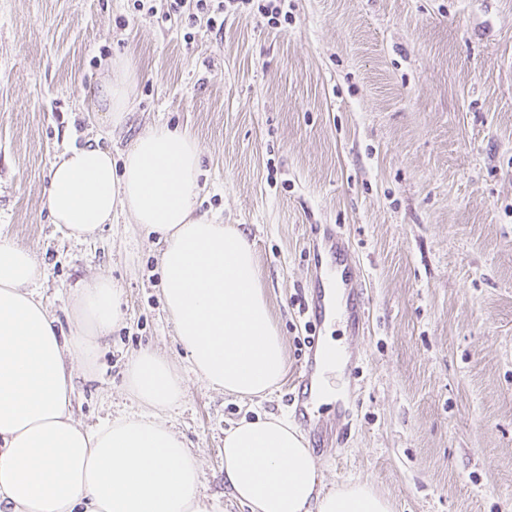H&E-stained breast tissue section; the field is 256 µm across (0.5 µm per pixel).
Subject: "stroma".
Instances as JSON below:
<instances>
[{
  "label": "stroma",
  "mask_w": 512,
  "mask_h": 512,
  "mask_svg": "<svg viewBox=\"0 0 512 512\" xmlns=\"http://www.w3.org/2000/svg\"><path fill=\"white\" fill-rule=\"evenodd\" d=\"M0 0V231L42 259L38 288L63 330L89 276L124 291V322L76 377L88 426L134 411L129 357L170 354L185 398L168 419L197 455L207 495L224 485V431L289 405L310 316L316 225L336 226L369 317L323 327L357 356L344 439L317 451L323 484L366 483L392 512H512V0H256L223 33L166 17L164 0ZM130 60L128 115L111 129L94 93ZM194 132L196 212L237 224L256 252L288 372L263 399L209 388L164 310L155 238L129 216L79 244L44 206L64 147L98 141L121 169L149 125Z\"/></svg>",
  "instance_id": "1"
}]
</instances>
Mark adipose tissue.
I'll use <instances>...</instances> for the list:
<instances>
[{
    "mask_svg": "<svg viewBox=\"0 0 512 512\" xmlns=\"http://www.w3.org/2000/svg\"><path fill=\"white\" fill-rule=\"evenodd\" d=\"M133 78L119 58L98 87L112 127L125 120ZM201 164L194 136L155 125L119 172L98 144L66 150L50 169L45 205L78 241L119 212L153 235L165 310L194 373L215 391L262 398L287 374L284 342L246 234L195 212ZM40 275L39 256L0 235V512H223L164 419L185 392L165 354L143 348L126 364L124 389L139 412L94 428L75 418L74 377H94L123 316L122 292L104 275L84 281L72 292L67 334L37 291ZM224 484L248 512H391L368 484L325 488L304 434L273 415L225 431Z\"/></svg>",
    "mask_w": 512,
    "mask_h": 512,
    "instance_id": "ef3b65f1",
    "label": "adipose tissue"
}]
</instances>
